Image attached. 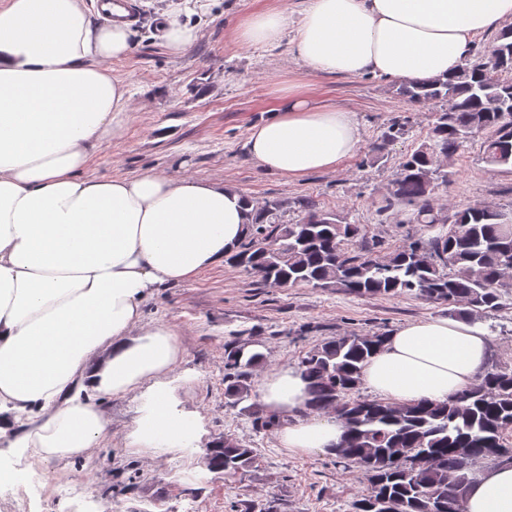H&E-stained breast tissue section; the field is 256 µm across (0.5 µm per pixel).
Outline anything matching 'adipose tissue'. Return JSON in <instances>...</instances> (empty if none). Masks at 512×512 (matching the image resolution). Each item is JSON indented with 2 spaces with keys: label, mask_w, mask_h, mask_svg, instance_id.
<instances>
[{
  "label": "adipose tissue",
  "mask_w": 512,
  "mask_h": 512,
  "mask_svg": "<svg viewBox=\"0 0 512 512\" xmlns=\"http://www.w3.org/2000/svg\"><path fill=\"white\" fill-rule=\"evenodd\" d=\"M287 10L250 14L242 44L278 43ZM512 24V0H308L296 55L311 72L395 79L445 77L472 38ZM130 24L100 23L82 0H0V443L16 459L88 456L106 435L100 397L144 392L129 448L182 446L199 421L178 410V333L142 326L159 288L223 265L249 209L224 186L147 172L89 179L94 153L123 130L125 85L106 62L133 48ZM275 116L247 135L251 157L289 178L327 171L361 144L352 113L275 86ZM491 342L469 320L423 319L393 331L361 380L394 403L444 402L482 374ZM283 423L282 448L326 452L336 420L309 412L299 371L259 386ZM462 512H512V462L482 468Z\"/></svg>",
  "instance_id": "1"
}]
</instances>
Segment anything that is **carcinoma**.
<instances>
[{
    "mask_svg": "<svg viewBox=\"0 0 512 512\" xmlns=\"http://www.w3.org/2000/svg\"><path fill=\"white\" fill-rule=\"evenodd\" d=\"M399 94L414 105L440 104L428 136L406 153L379 211L402 206L409 223L430 230L446 224L435 206L448 185V164L476 133L484 134L483 158L512 166V28L497 33L448 78L409 82ZM406 134L405 122H390L371 152L384 157ZM248 205L252 200L244 198ZM254 205V204H252ZM297 206L302 217L281 220ZM243 241L226 258L257 271L269 282L343 288L369 296L411 294L452 307L462 319L500 307L501 288L512 279V218L489 205L456 212L451 228L412 237L387 256L375 248L354 249L366 230L310 199L254 205ZM389 332L343 335L306 352L300 371L312 412H329L348 436L335 450L337 462L358 465L368 481L354 512H459L473 465L512 450V372L488 370L446 403H392L352 397L366 361ZM264 355L248 344L224 347L225 394L239 404L250 398L251 369ZM206 468L234 481L255 463L254 450L227 436L205 449Z\"/></svg>",
    "mask_w": 512,
    "mask_h": 512,
    "instance_id": "1",
    "label": "carcinoma"
}]
</instances>
